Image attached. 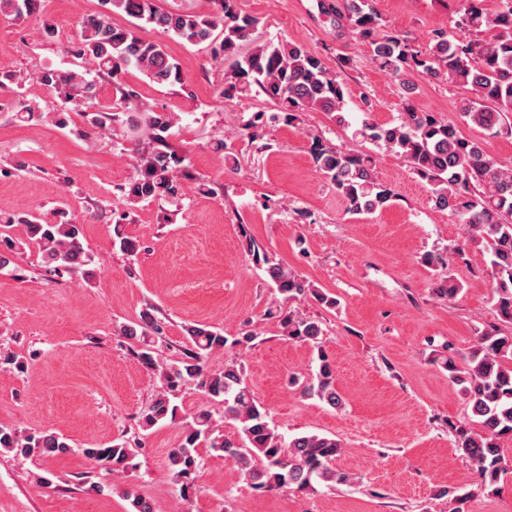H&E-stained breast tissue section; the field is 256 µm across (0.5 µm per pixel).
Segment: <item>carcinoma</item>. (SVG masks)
<instances>
[{
  "label": "carcinoma",
  "instance_id": "1",
  "mask_svg": "<svg viewBox=\"0 0 512 512\" xmlns=\"http://www.w3.org/2000/svg\"><path fill=\"white\" fill-rule=\"evenodd\" d=\"M485 0H464L455 30L435 32L425 52L414 50L407 41L381 31L378 14L370 0H348L346 20L359 40L368 44L372 61L396 77L404 88L422 79L444 80L463 91L461 117L491 134L512 136V0H500L494 13L487 12ZM209 13H182L166 10L160 0H101L103 11L81 20L78 42L72 54L94 70L110 75L134 67L159 85L183 81L179 63L165 45L141 38L135 29L112 24L110 15L124 13L164 33H171L192 44L211 48L214 61L229 64L232 82L228 89L256 85L281 105L277 113L256 112L242 128V135L254 142L262 139L273 124L295 119V113L324 112L335 122H345V91L323 60L303 45L289 41L256 44L254 33L260 19L237 10L235 0H211ZM41 0H0V13L22 18L37 12ZM495 34L482 38L489 31ZM91 70L79 65L65 71L46 70L37 83L56 92L61 106L87 97L93 88ZM130 122L156 146L140 151L135 174L124 190L133 200H151L160 194L176 198L183 194V182L190 179L184 158L169 149L163 133L176 121L172 112H157L143 103ZM397 122L381 125L366 115L358 133L376 145L402 156L410 169L429 186L430 199L440 210H448L467 228V236L448 247V254L428 252L422 262L439 269L453 258L466 259L470 246L495 279L492 302L498 317L512 326V161L492 155L482 143L460 137L450 124L432 112H418L406 97L396 103ZM309 151L316 170L327 178L353 215L373 214L385 209L394 198L391 188L374 176L373 158L343 150L318 135L310 137ZM48 222L38 215L0 217V269L8 267L18 246L4 235V229L18 223L26 226L28 242L36 245L43 264L51 272H64L85 282L96 276L90 268L81 241L80 224L67 218ZM247 252L255 266L262 268L272 287L290 301L309 298L333 309L336 297L315 287L287 265L273 260L255 243ZM461 285L451 276L439 279L433 289L439 299L451 300ZM283 335L290 341L318 349L319 365L312 381L292 376L291 384L304 396H316L332 408L343 405L335 386V367L322 349V324L291 312H280ZM163 327L146 310L137 322L120 326L119 335L128 339L162 334ZM192 348L167 364L150 347L137 352V360L160 379L161 387L141 412L143 428L148 429L179 413L175 403L185 386L195 387L206 400L185 422L180 444L168 455L167 467L182 497L190 495L199 468L196 448L210 441V449L235 460L251 485L260 490H305L315 483L329 487L351 482L349 474L335 469L341 444L319 434H299L289 439L267 421L268 412L255 398L241 365L234 359L221 369L209 367L215 352L245 346L254 340L247 335L234 339L208 326L186 329ZM448 379L460 387L471 405L474 427H455L457 453L477 466L480 488L498 484L508 472L501 442L512 441V332L497 325L478 336L464 363L453 357L444 360ZM224 405V419L240 425L237 440L215 434L207 403ZM0 450L16 457H54L70 451L67 440L52 432L21 435L0 426ZM82 454L94 465L114 474L133 467L132 449L123 443L89 445Z\"/></svg>",
  "mask_w": 512,
  "mask_h": 512
}]
</instances>
